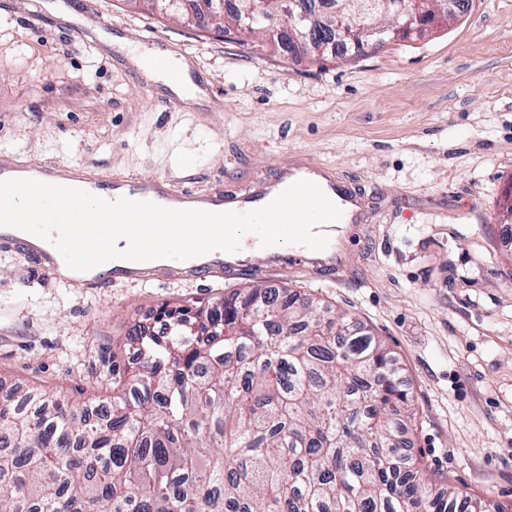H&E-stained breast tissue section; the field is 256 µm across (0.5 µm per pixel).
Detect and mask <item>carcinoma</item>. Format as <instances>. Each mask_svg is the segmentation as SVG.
Masks as SVG:
<instances>
[{
    "mask_svg": "<svg viewBox=\"0 0 512 512\" xmlns=\"http://www.w3.org/2000/svg\"><path fill=\"white\" fill-rule=\"evenodd\" d=\"M222 28L260 0H235ZM253 287L128 331L112 404L0 396V512H477L403 452L417 412L391 351L346 312Z\"/></svg>",
    "mask_w": 512,
    "mask_h": 512,
    "instance_id": "obj_1",
    "label": "carcinoma"
}]
</instances>
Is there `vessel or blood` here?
Masks as SVG:
<instances>
[{
    "instance_id": "obj_1",
    "label": "vessel or blood",
    "mask_w": 512,
    "mask_h": 512,
    "mask_svg": "<svg viewBox=\"0 0 512 512\" xmlns=\"http://www.w3.org/2000/svg\"><path fill=\"white\" fill-rule=\"evenodd\" d=\"M324 172L321 164L293 163L271 182L259 181L249 189L235 195L223 192H201L189 187H174L171 181H147L132 175L104 170L92 165L66 166L52 162H24L0 156V180L28 178L50 184L68 179L76 188L107 200L121 197L136 201H151L170 209H199L212 212H247L260 208L273 200L294 182L304 179L320 181ZM0 246L14 250L25 259L35 260L39 271L59 278L65 261L54 244L27 232L0 227ZM232 267L226 252H215L207 261L191 264L184 260H166L156 266L143 261L134 264L110 265L106 275H82L69 278L75 288H96L103 282L135 283L152 280L184 279L205 280L222 275Z\"/></svg>"
}]
</instances>
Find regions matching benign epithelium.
<instances>
[{
    "label": "benign epithelium",
    "mask_w": 512,
    "mask_h": 512,
    "mask_svg": "<svg viewBox=\"0 0 512 512\" xmlns=\"http://www.w3.org/2000/svg\"><path fill=\"white\" fill-rule=\"evenodd\" d=\"M299 0H277V6L266 16L263 28L265 37L282 47L283 52L296 57L313 55L319 57L330 49L333 38L318 42L310 37L308 15L296 10ZM374 8V2L364 4V10L358 15L365 20L348 25L343 23V15L336 12V24L333 31L336 37L373 47L386 40H393L411 34L422 35L446 20L455 18L461 10L459 0H394L393 8L386 9L391 20L383 23L368 15Z\"/></svg>",
    "instance_id": "obj_1"
}]
</instances>
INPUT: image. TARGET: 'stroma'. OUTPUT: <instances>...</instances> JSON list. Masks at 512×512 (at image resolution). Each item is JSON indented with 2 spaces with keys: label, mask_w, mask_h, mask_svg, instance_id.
Masks as SVG:
<instances>
[{
  "label": "stroma",
  "mask_w": 512,
  "mask_h": 512,
  "mask_svg": "<svg viewBox=\"0 0 512 512\" xmlns=\"http://www.w3.org/2000/svg\"><path fill=\"white\" fill-rule=\"evenodd\" d=\"M0 0V153L92 163L235 193L312 158L362 200L336 266L268 268L247 254L221 279L79 289L0 250V388L73 403L112 396L127 331L165 304L221 308L252 286L289 287L349 312L385 343L418 411L410 455L512 512V0L326 63L243 45L127 0ZM76 15L60 19L61 6ZM111 17L119 44L77 28ZM185 56L200 112L164 111L126 43Z\"/></svg>",
  "instance_id": "1"
}]
</instances>
